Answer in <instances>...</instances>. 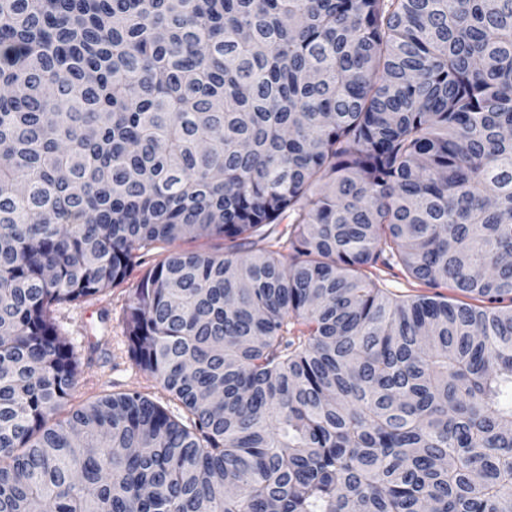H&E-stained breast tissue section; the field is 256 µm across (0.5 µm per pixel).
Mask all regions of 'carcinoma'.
Returning a JSON list of instances; mask_svg holds the SVG:
<instances>
[{
	"instance_id": "1",
	"label": "carcinoma",
	"mask_w": 512,
	"mask_h": 512,
	"mask_svg": "<svg viewBox=\"0 0 512 512\" xmlns=\"http://www.w3.org/2000/svg\"><path fill=\"white\" fill-rule=\"evenodd\" d=\"M510 256L512 0H0V512H512ZM219 240H186L158 245L142 257L123 283L76 304L61 305L54 313L62 336L75 347L78 373L67 401L49 417L48 425L66 420L71 411L113 393L139 391L177 413L179 404L158 379L135 362L126 338L125 317L129 297L142 275L173 247L216 252ZM379 268L381 270L376 271L379 275V287L383 288L391 297L407 299L415 295H433L434 293H439L455 302L459 300L471 304H479L476 300L456 294L446 285H441L439 288H428L419 284L417 281L408 277L400 265L389 269L379 264Z\"/></svg>"
}]
</instances>
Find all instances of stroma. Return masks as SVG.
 Returning <instances> with one entry per match:
<instances>
[{
  "label": "stroma",
  "instance_id": "stroma-1",
  "mask_svg": "<svg viewBox=\"0 0 512 512\" xmlns=\"http://www.w3.org/2000/svg\"><path fill=\"white\" fill-rule=\"evenodd\" d=\"M161 244L143 253L123 283L76 304L60 306L54 318L62 336L75 347L78 373L67 401L50 416V423L66 420L71 411L113 393L135 390L169 410L178 403L165 392L158 379L135 362L126 338V307L142 275L167 253Z\"/></svg>",
  "mask_w": 512,
  "mask_h": 512
}]
</instances>
